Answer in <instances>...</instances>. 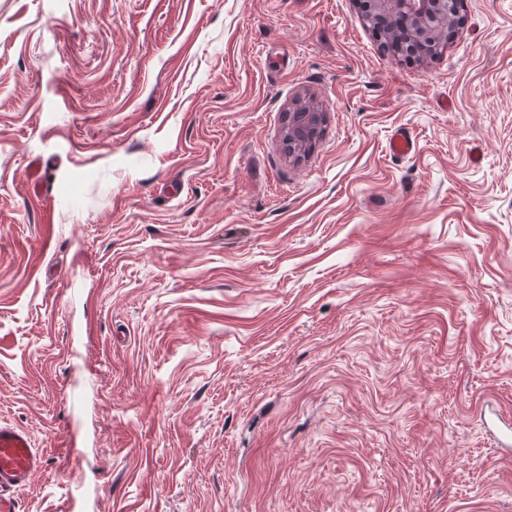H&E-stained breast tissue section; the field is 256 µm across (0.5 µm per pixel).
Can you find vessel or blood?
I'll return each mask as SVG.
<instances>
[{"mask_svg":"<svg viewBox=\"0 0 512 512\" xmlns=\"http://www.w3.org/2000/svg\"><path fill=\"white\" fill-rule=\"evenodd\" d=\"M44 467L23 427L0 422V512H18L17 494Z\"/></svg>","mask_w":512,"mask_h":512,"instance_id":"b4317fda","label":"vessel or blood"}]
</instances>
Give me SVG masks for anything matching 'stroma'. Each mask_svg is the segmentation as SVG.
Segmentation results:
<instances>
[{"instance_id": "stroma-1", "label": "stroma", "mask_w": 512, "mask_h": 512, "mask_svg": "<svg viewBox=\"0 0 512 512\" xmlns=\"http://www.w3.org/2000/svg\"><path fill=\"white\" fill-rule=\"evenodd\" d=\"M463 15L408 61L355 0H0L19 512H512V0ZM459 21V13L453 18L449 27L451 29ZM442 30L432 41L417 45L413 52L418 60L432 59L440 55L448 45V30ZM303 109L312 107L313 113L296 114L288 112L286 124L284 128V137H287L289 143L293 138L306 137L312 133H316L322 122V115L318 112L317 107L310 102L300 103Z\"/></svg>"}]
</instances>
